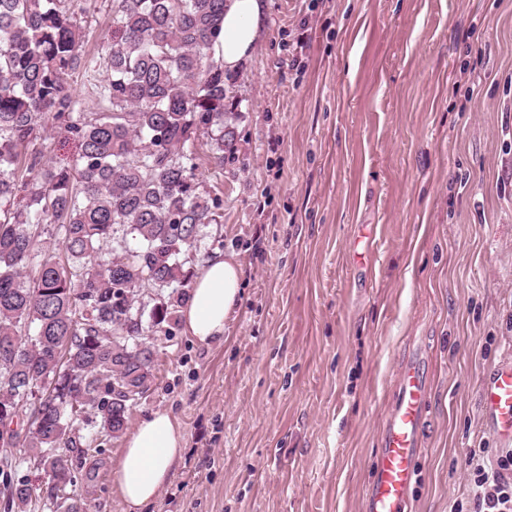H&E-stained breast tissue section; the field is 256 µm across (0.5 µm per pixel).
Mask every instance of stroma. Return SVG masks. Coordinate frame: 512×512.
I'll list each match as a JSON object with an SVG mask.
<instances>
[{"instance_id":"35a3bbf8","label":"stroma","mask_w":512,"mask_h":512,"mask_svg":"<svg viewBox=\"0 0 512 512\" xmlns=\"http://www.w3.org/2000/svg\"><path fill=\"white\" fill-rule=\"evenodd\" d=\"M82 56L112 0H72ZM307 32L304 50L296 39ZM219 196L201 255L236 254L225 341L154 340L156 409L185 452L148 512H364L408 354L426 360L429 422L407 512L467 500L470 449L497 447L480 383L512 354V0H270L232 74ZM71 452L86 512H125L96 435Z\"/></svg>"}]
</instances>
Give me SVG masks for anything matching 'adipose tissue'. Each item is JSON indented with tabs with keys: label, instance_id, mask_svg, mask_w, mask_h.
<instances>
[{
	"label": "adipose tissue",
	"instance_id": "1",
	"mask_svg": "<svg viewBox=\"0 0 512 512\" xmlns=\"http://www.w3.org/2000/svg\"><path fill=\"white\" fill-rule=\"evenodd\" d=\"M268 6V0H227L223 44L215 51L225 70H237L250 57ZM241 294L242 269L235 254H218L204 261L180 310L186 335L201 345L222 340ZM184 445L180 421L166 410L151 411L125 435L110 478L112 492L126 512H145L169 482Z\"/></svg>",
	"mask_w": 512,
	"mask_h": 512
}]
</instances>
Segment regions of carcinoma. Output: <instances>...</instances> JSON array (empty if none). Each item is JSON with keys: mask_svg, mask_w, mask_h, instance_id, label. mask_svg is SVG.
<instances>
[{"mask_svg": "<svg viewBox=\"0 0 512 512\" xmlns=\"http://www.w3.org/2000/svg\"><path fill=\"white\" fill-rule=\"evenodd\" d=\"M225 2L112 0V40L84 62L101 111L86 112L70 0H0V425L31 407L13 447L56 512H84L57 495L75 486L83 414L114 438L127 428L153 382L154 336L176 322L202 227L217 223L221 199L199 191L186 148L207 138L222 167L233 145L230 73L214 58ZM47 120L78 139L74 163L32 149ZM3 485L14 512H32L28 479L5 472Z\"/></svg>", "mask_w": 512, "mask_h": 512, "instance_id": "1", "label": "carcinoma"}]
</instances>
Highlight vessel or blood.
Wrapping results in <instances>:
<instances>
[{"label":"vessel or blood","instance_id":"b4317fda","mask_svg":"<svg viewBox=\"0 0 512 512\" xmlns=\"http://www.w3.org/2000/svg\"><path fill=\"white\" fill-rule=\"evenodd\" d=\"M429 384L416 362L397 376L393 409L380 436V451L365 490V512H407V492L416 477ZM480 403L489 426L503 445H512V358L483 381Z\"/></svg>","mask_w":512,"mask_h":512}]
</instances>
